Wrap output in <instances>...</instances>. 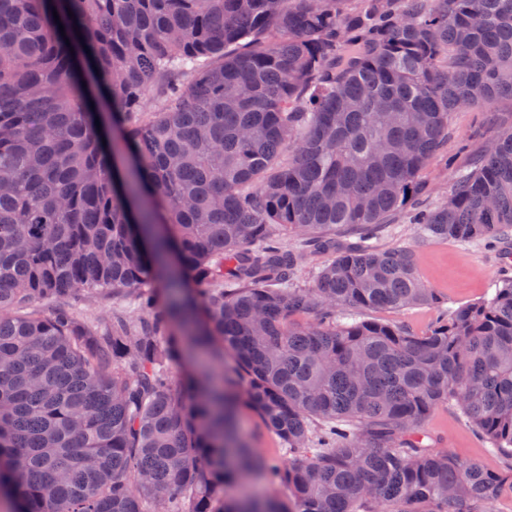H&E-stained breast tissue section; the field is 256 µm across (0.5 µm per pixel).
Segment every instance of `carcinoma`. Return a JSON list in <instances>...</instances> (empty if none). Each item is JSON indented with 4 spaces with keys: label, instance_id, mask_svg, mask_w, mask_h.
I'll list each match as a JSON object with an SVG mask.
<instances>
[{
    "label": "carcinoma",
    "instance_id": "carcinoma-1",
    "mask_svg": "<svg viewBox=\"0 0 512 512\" xmlns=\"http://www.w3.org/2000/svg\"><path fill=\"white\" fill-rule=\"evenodd\" d=\"M511 73L512 0H0L9 512H497L512 477L425 423L454 403L512 460V277L423 335L365 311L438 304L382 240L399 218L512 239V125L445 203L425 176ZM96 295L139 316L81 323ZM242 407L288 462L252 454Z\"/></svg>",
    "mask_w": 512,
    "mask_h": 512
}]
</instances>
